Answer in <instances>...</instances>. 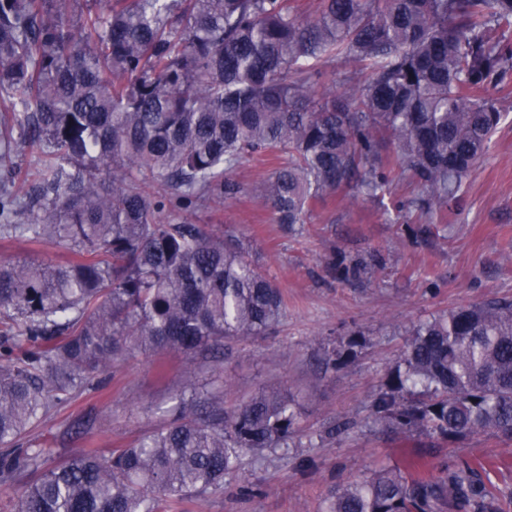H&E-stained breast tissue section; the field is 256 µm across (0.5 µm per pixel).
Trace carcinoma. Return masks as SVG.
I'll use <instances>...</instances> for the list:
<instances>
[{
	"instance_id": "1",
	"label": "carcinoma",
	"mask_w": 512,
	"mask_h": 512,
	"mask_svg": "<svg viewBox=\"0 0 512 512\" xmlns=\"http://www.w3.org/2000/svg\"><path fill=\"white\" fill-rule=\"evenodd\" d=\"M512 0H0V239H52L64 263L0 261V485L28 478L11 512H164L224 488L246 452L288 447L295 399L259 391L203 414L197 388L128 448L57 465L25 442L50 411L137 352L207 357L262 336L280 289L192 216L223 204L249 156L274 223H307L353 181L384 192L411 173L410 206L437 215L503 113L482 96L512 75ZM343 70L321 93V66ZM36 158L35 173L15 160ZM34 190H25L29 176ZM177 209V222L161 213ZM374 257L335 254L346 278ZM370 405L373 425L453 443L512 441V301L452 308L408 329ZM362 346L350 332L329 368ZM380 465L325 512H496L469 463Z\"/></svg>"
}]
</instances>
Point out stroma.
Masks as SVG:
<instances>
[{
  "label": "stroma",
  "instance_id": "1",
  "mask_svg": "<svg viewBox=\"0 0 512 512\" xmlns=\"http://www.w3.org/2000/svg\"><path fill=\"white\" fill-rule=\"evenodd\" d=\"M503 119L465 183L458 207L422 218L405 207L414 186L400 177L391 195L376 199L348 188L316 203L299 232L275 224L259 192L270 163L254 158L233 174L235 191L202 213L199 223L242 243L253 264L284 293L281 322L266 335L225 344L221 394L231 409L258 390H280L299 402V430L288 447L244 454L221 491L204 500L172 504L170 512H324L331 489L361 479L381 463L432 461L482 463L504 512H512V442L486 432L437 448L425 437L386 433L367 421L387 369L404 350L416 321L485 299H512V79L488 87ZM374 254L381 262L371 282L332 271V253ZM68 251L49 240H0V259L65 262ZM363 333V346L346 366L324 369L328 344L348 331ZM209 363L174 353L139 354L100 377L85 391L31 428L27 439L43 444L50 464L93 446L121 448L160 426L157 405L188 381L205 385ZM347 418L358 425L340 436L329 426Z\"/></svg>",
  "mask_w": 512,
  "mask_h": 512
}]
</instances>
